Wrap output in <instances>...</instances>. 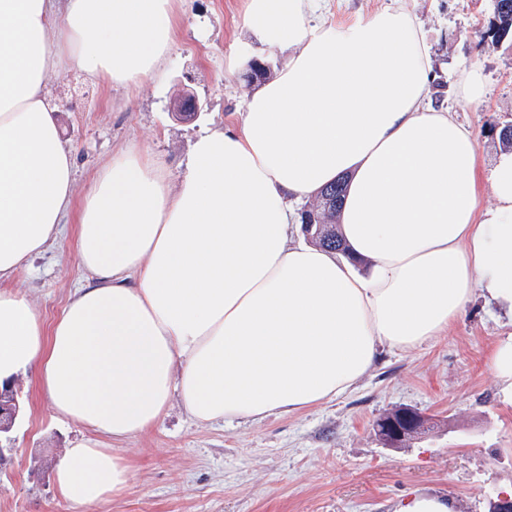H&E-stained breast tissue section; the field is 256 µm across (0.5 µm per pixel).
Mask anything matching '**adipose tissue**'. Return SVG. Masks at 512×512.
Here are the masks:
<instances>
[{
    "mask_svg": "<svg viewBox=\"0 0 512 512\" xmlns=\"http://www.w3.org/2000/svg\"><path fill=\"white\" fill-rule=\"evenodd\" d=\"M316 0H247V27L286 52L241 127L195 140L170 182L134 149L95 176L77 253L96 282L46 323L0 290V383L34 367L54 413L124 439L172 395L198 422L308 410L356 384L380 348L446 334L474 294L512 316V152L480 207L473 132L430 105L421 27L402 8L316 22ZM181 0H0V280L21 272L70 212L75 163L48 97L74 70L108 87L163 70ZM347 179L342 236L370 268L289 241L290 200ZM485 366L512 405V336ZM130 466L80 444L61 499L120 494Z\"/></svg>",
    "mask_w": 512,
    "mask_h": 512,
    "instance_id": "adipose-tissue-1",
    "label": "adipose tissue"
}]
</instances>
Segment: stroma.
<instances>
[{"label":"stroma","mask_w":512,"mask_h":512,"mask_svg":"<svg viewBox=\"0 0 512 512\" xmlns=\"http://www.w3.org/2000/svg\"><path fill=\"white\" fill-rule=\"evenodd\" d=\"M332 22L406 6L423 27L434 79L435 106H452L455 120L477 142L480 205L492 201L489 173L502 148L496 133L512 122V37L480 40L492 0H321ZM276 78L278 50L250 36L245 0H182V23L161 82L114 90L68 71L50 75L48 89L63 145L76 159L75 200L99 169L128 145L157 159L170 181L187 171L194 140L236 127L256 89L245 77L251 61ZM481 72L489 93L481 104L458 102L459 70ZM202 110L176 121L171 106L182 88ZM75 218L42 253L0 290L22 291L53 322L91 276L79 264ZM512 335V320L474 298L446 335L413 351L384 349L369 372L344 394L292 414L260 421L201 424L172 398L164 418L133 437H100L129 463L126 488L85 512H393L406 494L450 498L456 512H488L489 499L512 489V406L482 367L491 346ZM20 413L0 435V512H76L55 492L65 451L90 433L58 417L38 390V371L15 378ZM411 408L434 431L400 450L373 429L383 414Z\"/></svg>","instance_id":"stroma-1"}]
</instances>
